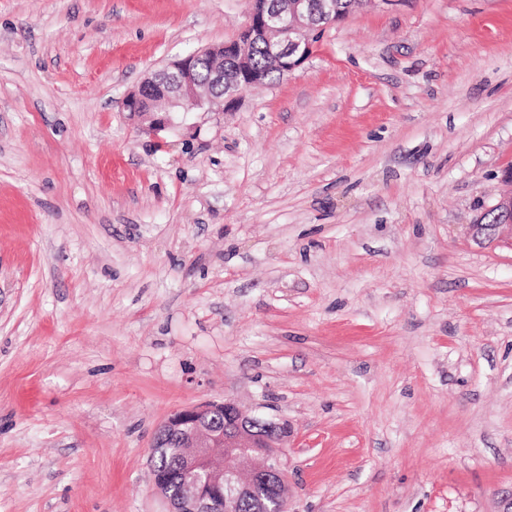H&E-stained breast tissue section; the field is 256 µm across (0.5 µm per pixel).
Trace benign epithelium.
Listing matches in <instances>:
<instances>
[{"label":"benign epithelium","instance_id":"1","mask_svg":"<svg viewBox=\"0 0 512 512\" xmlns=\"http://www.w3.org/2000/svg\"><path fill=\"white\" fill-rule=\"evenodd\" d=\"M338 21L336 0H251L241 34L222 45L174 60L147 74L125 99L127 111L152 114L146 132L154 137L172 127V112L224 111V103L266 85L267 71L250 70L247 57L264 46L269 68L283 76L311 55L323 26ZM208 68L213 96L200 80V65ZM506 185L496 201L468 225L471 239L512 248V169L504 171ZM288 425L243 413L231 402L187 406L160 426L156 448L174 444L180 464L171 470L152 469L153 490L168 504V512H232L234 503L267 490L269 512H286L285 466L280 448Z\"/></svg>","mask_w":512,"mask_h":512}]
</instances>
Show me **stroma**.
I'll list each match as a JSON object with an SVG mask.
<instances>
[{"mask_svg": "<svg viewBox=\"0 0 512 512\" xmlns=\"http://www.w3.org/2000/svg\"><path fill=\"white\" fill-rule=\"evenodd\" d=\"M249 0H0V512H164L173 411L287 421L288 512L512 498V0H397L156 144ZM502 182L507 186L496 201L487 206L476 220L469 224L471 239L480 244L499 243L512 248V169L504 171Z\"/></svg>", "mask_w": 512, "mask_h": 512, "instance_id": "35a3bbf8", "label": "stroma"}]
</instances>
